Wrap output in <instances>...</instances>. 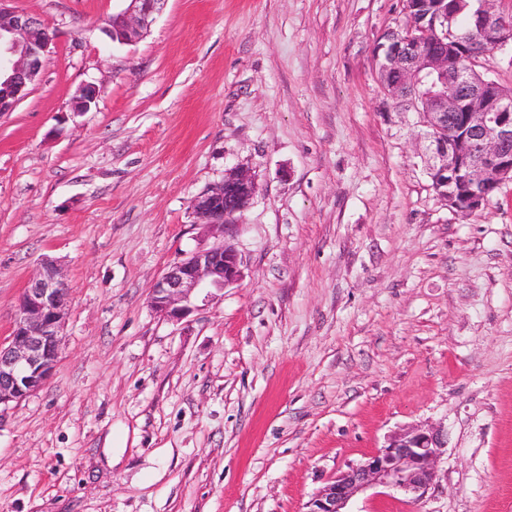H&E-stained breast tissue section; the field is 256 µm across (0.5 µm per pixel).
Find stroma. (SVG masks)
Returning a JSON list of instances; mask_svg holds the SVG:
<instances>
[{"instance_id":"35a3bbf8","label":"stroma","mask_w":512,"mask_h":512,"mask_svg":"<svg viewBox=\"0 0 512 512\" xmlns=\"http://www.w3.org/2000/svg\"><path fill=\"white\" fill-rule=\"evenodd\" d=\"M12 7L57 39L0 115V343L44 262L69 295L0 420V512H307L416 425L448 433L435 484L353 512H512V181L472 212L432 188L375 65L403 0H167L128 45L123 0ZM238 165L243 277L164 319L152 284L216 242L190 202Z\"/></svg>"}]
</instances>
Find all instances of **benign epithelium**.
<instances>
[{
	"mask_svg": "<svg viewBox=\"0 0 512 512\" xmlns=\"http://www.w3.org/2000/svg\"><path fill=\"white\" fill-rule=\"evenodd\" d=\"M5 2L0 0V113L12 111L40 79L54 40L41 20L6 8ZM166 2L128 0L123 11L108 18L106 33L122 44L141 38ZM479 3L471 30L441 50L424 52L414 44V30L446 31L448 12L442 8L418 18L415 8L408 6L407 25L384 32L376 52L379 77L401 76L406 97L427 128L433 188L459 211L481 208L489 201L490 187L512 180V113L506 95L496 82L473 80L462 70L476 48L489 52L512 44V14L493 11L491 0ZM97 94L95 84L83 85L73 111H88ZM254 193L252 172L234 167L222 182L192 199L190 208L197 223L222 238L249 207ZM241 278L235 249L221 241L170 265L151 286L149 303L160 316L179 321L209 302V289H222ZM67 306L61 270L44 263L20 297L9 345H0V419L50 378ZM447 448L448 437L439 426L396 433L363 462L339 470L312 498L308 512H349L354 498L376 487L419 502L434 485L436 466Z\"/></svg>",
	"mask_w": 512,
	"mask_h": 512,
	"instance_id": "benign-epithelium-1",
	"label": "benign epithelium"
}]
</instances>
